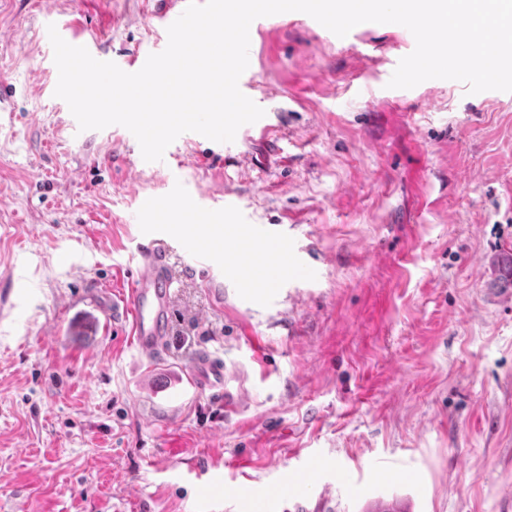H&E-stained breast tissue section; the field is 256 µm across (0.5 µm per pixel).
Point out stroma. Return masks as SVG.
<instances>
[{"label":"stroma","mask_w":512,"mask_h":512,"mask_svg":"<svg viewBox=\"0 0 512 512\" xmlns=\"http://www.w3.org/2000/svg\"><path fill=\"white\" fill-rule=\"evenodd\" d=\"M164 0H0V512H200L287 489L326 512H512V92L388 82L414 45L401 25L338 37L303 14L250 36L273 133L219 157L185 133L142 165L125 127L79 131L54 95L45 9L129 62ZM226 193L248 223L283 225L286 279L220 288L169 236L175 280L160 357L131 342L130 269L151 224L172 225V177ZM115 312L96 338L76 310ZM80 298L79 309L66 300ZM208 352L244 392L150 396L142 378ZM313 456L328 459L303 483Z\"/></svg>","instance_id":"stroma-1"}]
</instances>
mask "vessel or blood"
Here are the masks:
<instances>
[{
  "instance_id": "1",
  "label": "vessel or blood",
  "mask_w": 512,
  "mask_h": 512,
  "mask_svg": "<svg viewBox=\"0 0 512 512\" xmlns=\"http://www.w3.org/2000/svg\"><path fill=\"white\" fill-rule=\"evenodd\" d=\"M192 216L187 219L181 234L190 240L205 237L211 225L224 218L240 220L241 211L234 200L212 198L205 206L191 205ZM245 235L251 244L246 257L225 250L222 243L212 245V254L225 269L237 272L240 267H250V287L265 286L270 272H287L288 238L274 225H247ZM173 277L165 261V254L156 242L140 246L137 262L131 277L128 308L132 316L131 340L137 352L146 358L155 357L169 334L172 315ZM226 372L222 363L202 353L193 362L187 380L199 391L223 386Z\"/></svg>"
}]
</instances>
